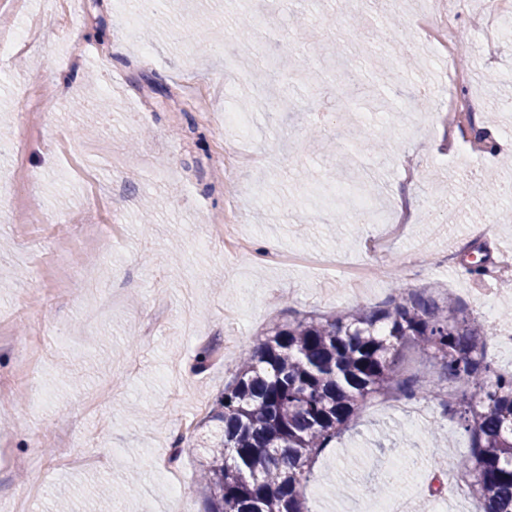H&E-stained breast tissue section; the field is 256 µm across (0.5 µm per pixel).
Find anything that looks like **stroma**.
Wrapping results in <instances>:
<instances>
[{
  "mask_svg": "<svg viewBox=\"0 0 512 512\" xmlns=\"http://www.w3.org/2000/svg\"><path fill=\"white\" fill-rule=\"evenodd\" d=\"M270 4L248 0L245 12L271 24L243 46L233 0H181L173 11L158 0L146 32L130 0H75L68 12L30 0L39 22L0 62V512H59L62 499L95 512L105 483L115 512H207L200 455H175L173 442L215 407L271 324L379 308L401 288L453 295L477 315L486 278L466 264L487 271L512 255V202L485 204L490 180L512 179L503 152L465 142L442 160L436 75L446 60L415 26L429 0H325L316 16L306 0L287 15ZM195 27L206 35L190 39ZM455 32L468 38L471 89L486 90L497 115L486 136L512 141V14L488 16L483 30L463 15ZM337 41L363 68L356 94L394 99L395 111L341 105L348 65ZM296 56L316 85L285 70L265 77L269 62ZM287 80L298 111L265 112L262 95ZM194 91L210 96L214 121ZM227 109L236 125L221 122ZM358 128L376 153L352 137ZM227 143L256 158L229 179L213 164ZM361 178L372 215L339 222ZM403 194L412 224L372 254ZM287 199L296 206L286 214ZM413 259L415 277H402ZM492 306L487 358L512 371V286ZM213 342L218 354L199 367ZM397 364L464 408L469 385L430 354L407 346ZM416 400L427 419L389 397L361 404L315 463L311 512H375L396 499L408 512H469L419 492L471 438L432 393Z\"/></svg>",
  "mask_w": 512,
  "mask_h": 512,
  "instance_id": "stroma-1",
  "label": "stroma"
}]
</instances>
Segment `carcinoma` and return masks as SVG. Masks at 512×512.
I'll use <instances>...</instances> for the list:
<instances>
[{
	"label": "carcinoma",
	"mask_w": 512,
	"mask_h": 512,
	"mask_svg": "<svg viewBox=\"0 0 512 512\" xmlns=\"http://www.w3.org/2000/svg\"><path fill=\"white\" fill-rule=\"evenodd\" d=\"M397 291L399 299L376 310L275 323L240 357L198 470L208 512H310L303 490L312 462L360 401L416 395L394 364L407 345L433 351L445 373L473 390L459 414L472 446L457 470L469 475L484 512H512V372L495 369L481 341L495 326L451 295Z\"/></svg>",
	"instance_id": "carcinoma-1"
}]
</instances>
